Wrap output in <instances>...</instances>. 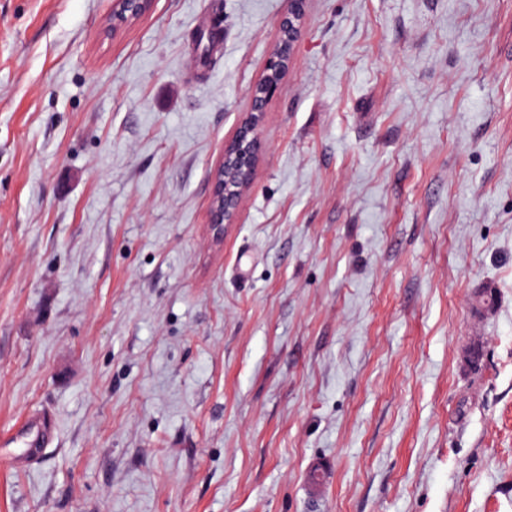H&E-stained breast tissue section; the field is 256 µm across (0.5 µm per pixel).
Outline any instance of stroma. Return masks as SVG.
<instances>
[{
    "instance_id": "1",
    "label": "stroma",
    "mask_w": 512,
    "mask_h": 512,
    "mask_svg": "<svg viewBox=\"0 0 512 512\" xmlns=\"http://www.w3.org/2000/svg\"><path fill=\"white\" fill-rule=\"evenodd\" d=\"M290 6L0 0V512H512V0H306L219 229ZM151 3V0H113L109 23L112 31L138 19L149 9ZM292 6L279 23L280 39L271 53L266 73L251 94V109L234 137L224 145V157L214 175L211 224H231L243 193L248 188L260 151L258 127L264 107L288 69L295 43L304 23L305 0H290ZM285 36V41H281ZM55 432V423L49 412L41 411L29 423L27 448H47Z\"/></svg>"
}]
</instances>
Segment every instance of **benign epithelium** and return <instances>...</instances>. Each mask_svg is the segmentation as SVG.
<instances>
[{
    "label": "benign epithelium",
    "instance_id": "obj_1",
    "mask_svg": "<svg viewBox=\"0 0 512 512\" xmlns=\"http://www.w3.org/2000/svg\"><path fill=\"white\" fill-rule=\"evenodd\" d=\"M291 8L279 23L280 41L274 48L266 73L251 94V109L238 127L234 137L224 145V157L214 175L210 222L231 224L236 216L243 193L248 188L260 151L258 127L264 107L276 91L288 69L295 43L304 23L305 0H290ZM151 0H113L110 25L116 30L144 14Z\"/></svg>",
    "mask_w": 512,
    "mask_h": 512
}]
</instances>
